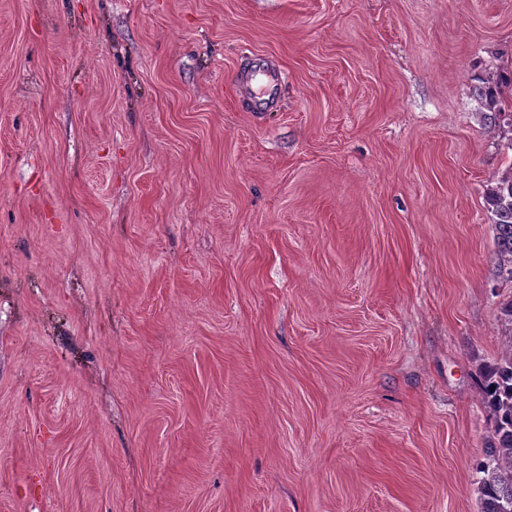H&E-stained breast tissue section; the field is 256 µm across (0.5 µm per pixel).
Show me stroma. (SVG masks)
Instances as JSON below:
<instances>
[{
	"label": "stroma",
	"instance_id": "1",
	"mask_svg": "<svg viewBox=\"0 0 512 512\" xmlns=\"http://www.w3.org/2000/svg\"><path fill=\"white\" fill-rule=\"evenodd\" d=\"M509 70L512 0H0V512H481ZM509 89L512 90V72H503L499 75L496 82L478 89V96L484 100V106L488 112H491L489 119L491 123L496 124V120L502 115H505L502 108L504 94Z\"/></svg>",
	"mask_w": 512,
	"mask_h": 512
}]
</instances>
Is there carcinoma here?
Here are the masks:
<instances>
[{"label":"carcinoma","mask_w":512,"mask_h":512,"mask_svg":"<svg viewBox=\"0 0 512 512\" xmlns=\"http://www.w3.org/2000/svg\"><path fill=\"white\" fill-rule=\"evenodd\" d=\"M509 89L511 71L478 89L491 121L504 115L502 102ZM485 202L495 228L500 270L512 279V167L487 187ZM483 389L494 419L493 440L480 468L483 512H503L512 505V352L484 373Z\"/></svg>","instance_id":"obj_1"}]
</instances>
